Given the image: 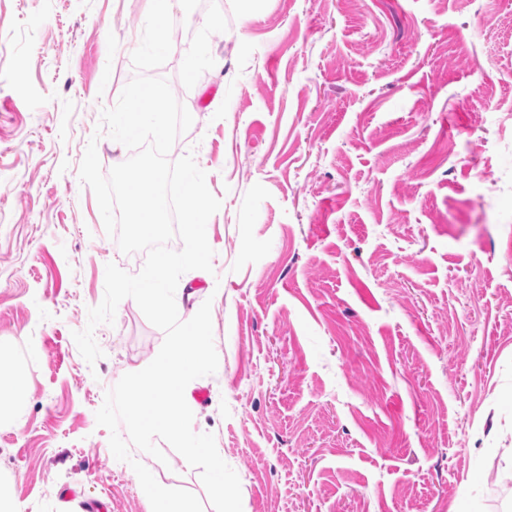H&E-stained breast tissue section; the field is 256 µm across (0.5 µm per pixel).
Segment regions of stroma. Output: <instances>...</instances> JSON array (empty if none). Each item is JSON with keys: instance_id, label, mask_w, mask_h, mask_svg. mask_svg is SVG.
I'll use <instances>...</instances> for the list:
<instances>
[{"instance_id": "1", "label": "stroma", "mask_w": 512, "mask_h": 512, "mask_svg": "<svg viewBox=\"0 0 512 512\" xmlns=\"http://www.w3.org/2000/svg\"><path fill=\"white\" fill-rule=\"evenodd\" d=\"M150 0H0V490L23 512H149L95 413L164 333L79 179L131 151L96 135L134 77ZM164 65L178 138L221 202L211 305L218 371L193 429L237 473L242 512H512V0H171ZM222 296H212L211 287ZM132 449L207 497L168 443ZM26 390L16 381L0 378V404L7 401L13 407L21 409L27 403Z\"/></svg>"}]
</instances>
